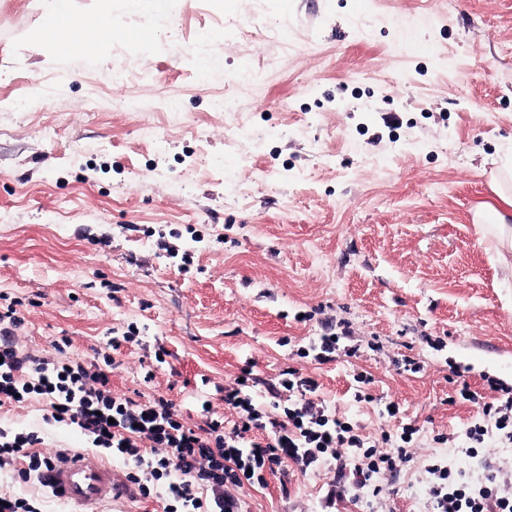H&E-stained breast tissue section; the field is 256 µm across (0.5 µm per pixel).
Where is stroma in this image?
Wrapping results in <instances>:
<instances>
[{"mask_svg":"<svg viewBox=\"0 0 512 512\" xmlns=\"http://www.w3.org/2000/svg\"><path fill=\"white\" fill-rule=\"evenodd\" d=\"M71 8L134 37L50 61L42 0H0V298L22 345L105 365L114 393H159L190 423L203 397L233 425L243 371L267 405L296 368L361 431L419 430L381 496L327 505L333 471L288 462L239 490L245 512H431L420 458L471 479L512 466V446L466 452L492 384L512 388V267L472 222L512 153V0ZM328 324L357 356L297 357ZM0 428L129 471L38 396L1 403ZM27 468L0 467V494L76 512Z\"/></svg>","mask_w":512,"mask_h":512,"instance_id":"obj_1","label":"stroma"}]
</instances>
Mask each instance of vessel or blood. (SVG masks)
I'll use <instances>...</instances> for the list:
<instances>
[{"label":"vessel or blood","instance_id":"b4317fda","mask_svg":"<svg viewBox=\"0 0 512 512\" xmlns=\"http://www.w3.org/2000/svg\"><path fill=\"white\" fill-rule=\"evenodd\" d=\"M46 482L78 512H97L98 504L121 496L124 491L110 466L90 463L79 454L61 457L47 472Z\"/></svg>","mask_w":512,"mask_h":512}]
</instances>
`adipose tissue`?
I'll return each instance as SVG.
<instances>
[{"instance_id":"adipose-tissue-1","label":"adipose tissue","mask_w":512,"mask_h":512,"mask_svg":"<svg viewBox=\"0 0 512 512\" xmlns=\"http://www.w3.org/2000/svg\"><path fill=\"white\" fill-rule=\"evenodd\" d=\"M104 25L101 15L78 17L67 0H48L39 38L54 51L67 46L75 52L100 42L99 30ZM490 189L494 202L481 204L473 222L482 236L494 240L498 258L505 263L512 259V155L501 158L500 177L492 181Z\"/></svg>"}]
</instances>
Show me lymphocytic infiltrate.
Returning <instances> with one entry per match:
<instances>
[{
  "label": "lymphocytic infiltrate",
  "instance_id": "obj_1",
  "mask_svg": "<svg viewBox=\"0 0 512 512\" xmlns=\"http://www.w3.org/2000/svg\"><path fill=\"white\" fill-rule=\"evenodd\" d=\"M19 323L14 308L0 311V401L42 396L46 421L76 426L95 447L125 459L136 471L131 481L140 496L160 499L163 512H243L236 489L264 483L266 474L287 462L305 472L336 461L337 482L363 488L375 475L395 473L413 459L414 426H404L399 437L385 433L372 440L328 411L313 377H285L271 387L273 397L285 392L292 397L274 415L256 405L248 376H240L224 390V404L236 412L237 421L227 427L212 419V405L205 400L200 404L204 422L190 426L164 396L121 397L113 394L103 370L22 351L15 336ZM481 414L469 431L472 442L512 443L511 395L483 403ZM255 430L267 432V440L252 438ZM39 442L32 432L0 430V462L25 457L30 470L49 469L50 458L34 450ZM426 470L434 477L435 512H512V492L502 490L498 475L474 484L438 464ZM203 487L213 489L211 500L199 496Z\"/></svg>",
  "mask_w": 512,
  "mask_h": 512
}]
</instances>
